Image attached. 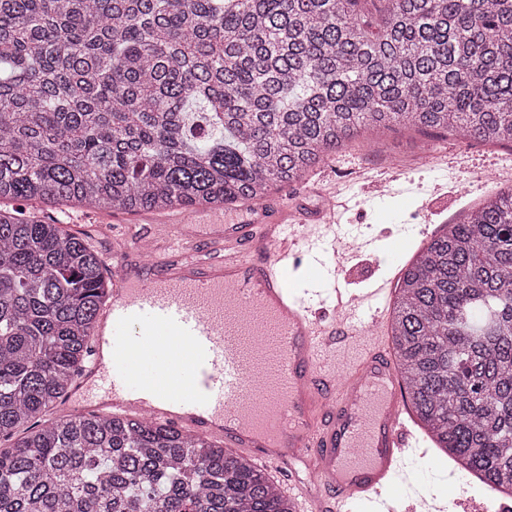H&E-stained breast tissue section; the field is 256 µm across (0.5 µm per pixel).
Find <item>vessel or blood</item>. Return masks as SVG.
<instances>
[{
	"label": "vessel or blood",
	"mask_w": 512,
	"mask_h": 512,
	"mask_svg": "<svg viewBox=\"0 0 512 512\" xmlns=\"http://www.w3.org/2000/svg\"><path fill=\"white\" fill-rule=\"evenodd\" d=\"M346 208L260 207L247 223L191 231L177 221L107 227L112 299L99 322L111 352L93 339L72 404L218 434L271 470L305 462L317 491L302 493L300 512H355L370 496L381 512H417L389 494L413 438L407 391L380 335V289L347 286L354 245L336 232ZM304 257L333 267L330 323L289 287L288 268ZM361 336L364 351L337 363ZM276 434L287 446H266Z\"/></svg>",
	"instance_id": "b4317fda"
}]
</instances>
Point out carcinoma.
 I'll list each match as a JSON object with an SVG mask.
<instances>
[{"label": "carcinoma", "instance_id": "1", "mask_svg": "<svg viewBox=\"0 0 512 512\" xmlns=\"http://www.w3.org/2000/svg\"><path fill=\"white\" fill-rule=\"evenodd\" d=\"M0 0V201L215 208L366 130L512 143V0ZM104 260L0 210V512H295L247 458L141 417L37 422L87 359ZM391 339L435 447L512 496V187L409 264Z\"/></svg>", "mask_w": 512, "mask_h": 512}]
</instances>
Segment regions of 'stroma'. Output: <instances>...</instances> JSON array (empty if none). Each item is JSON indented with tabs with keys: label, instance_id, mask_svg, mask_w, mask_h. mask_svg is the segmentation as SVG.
Segmentation results:
<instances>
[{
	"label": "stroma",
	"instance_id": "1",
	"mask_svg": "<svg viewBox=\"0 0 512 512\" xmlns=\"http://www.w3.org/2000/svg\"><path fill=\"white\" fill-rule=\"evenodd\" d=\"M400 181H390L391 170ZM381 183L378 192L367 184ZM512 185V147L481 141L461 142L444 133L384 130L364 133L316 168L306 180L272 192L275 202H288L312 212L324 193L349 190L357 204L342 216L343 232L357 251L350 261V286L361 292L374 282H398L405 266L419 251L424 237L439 234L448 221L471 206ZM122 213H85L71 208L66 228L89 236L100 255L112 250L102 226L125 221ZM417 447L426 456H411L394 483V496L449 501L463 492L481 499L486 512H500L504 498L462 471L425 434L416 429Z\"/></svg>",
	"mask_w": 512,
	"mask_h": 512
}]
</instances>
